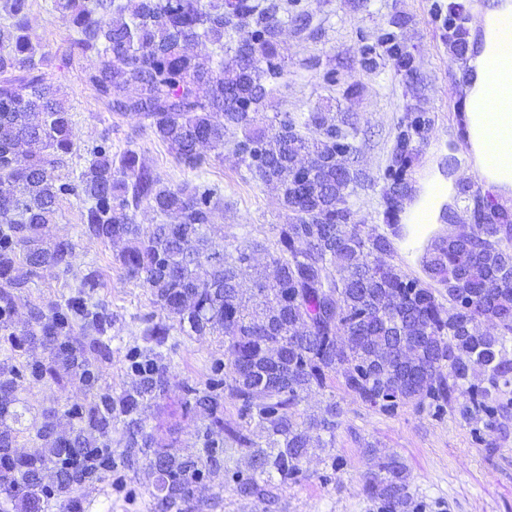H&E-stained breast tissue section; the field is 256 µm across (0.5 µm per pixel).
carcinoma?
Returning a JSON list of instances; mask_svg holds the SVG:
<instances>
[{
    "label": "carcinoma",
    "mask_w": 512,
    "mask_h": 512,
    "mask_svg": "<svg viewBox=\"0 0 512 512\" xmlns=\"http://www.w3.org/2000/svg\"><path fill=\"white\" fill-rule=\"evenodd\" d=\"M53 2L82 34L64 59L98 57L85 78L112 111L137 116L191 172L209 164L203 148L231 144L237 160L275 186L296 218L279 225L273 248L251 242L233 255L208 235L218 190L189 180L172 188L132 149L114 155L99 145L77 175H54L75 148L70 106L43 72L47 55L29 37L28 0H3L10 23L0 26V329L8 330L15 299L29 287L16 275L17 263L33 275L68 267L76 257L72 240L46 242L66 195L88 203L85 234L125 243L118 261L162 317L147 319L146 346L129 355L135 382L68 410L80 423L70 436L57 435V410L41 412L35 437L47 454L12 452L14 425L24 416L15 396L22 373L0 370V494L43 512L44 499L66 498L98 470H124L151 450L155 512H188L203 471L224 465V449L234 447L248 463L247 471L231 473L235 492L272 512L276 490L301 475L307 449L335 440L343 417L335 401L315 416L301 409L335 380L390 416L411 404L434 416L457 409L469 421L496 420L512 385V361L504 358L512 343V267L499 263L512 251V220L498 203L482 204L469 238L430 237L419 259L425 278L408 275L390 260L393 241L409 232L402 209L387 207V231L373 234L348 204L351 182L336 170V155L356 152L353 124L333 112H277L270 132L251 128L267 83L283 76L279 0ZM203 41L210 52H190ZM377 41L399 70L413 69L393 33ZM430 126L422 112L401 118L381 174L385 188L412 179L414 138ZM142 206L176 222L138 224ZM257 251L267 252L269 272H257L251 308L242 278ZM83 295L30 310L26 335L43 336L52 349L51 362L25 365L33 380H59L60 364L95 387L83 353L110 354L114 319ZM75 322L85 336L80 347L66 340ZM217 329L224 333V377L187 388L208 420L197 434L202 453L155 449L142 411L169 387L162 348L173 330L190 336ZM228 402L240 418L234 426L224 422ZM116 424L119 450L98 442ZM364 491L371 512L423 507L396 455L377 461Z\"/></svg>",
    "instance_id": "obj_1"
}]
</instances>
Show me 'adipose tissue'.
I'll return each instance as SVG.
<instances>
[{
    "instance_id": "adipose-tissue-1",
    "label": "adipose tissue",
    "mask_w": 512,
    "mask_h": 512,
    "mask_svg": "<svg viewBox=\"0 0 512 512\" xmlns=\"http://www.w3.org/2000/svg\"><path fill=\"white\" fill-rule=\"evenodd\" d=\"M507 15L512 16V0H489L480 14L484 38L472 62L473 76L466 89L465 112L468 140L475 148L473 171L486 190L504 199L512 196V114L502 116L492 112L486 86L492 78L489 69L491 60L504 63L512 61V51L505 49L499 33L500 21ZM491 124L499 125L501 135L509 139L508 145L501 147L499 158L492 165L485 162L484 152L479 147L483 131Z\"/></svg>"
}]
</instances>
